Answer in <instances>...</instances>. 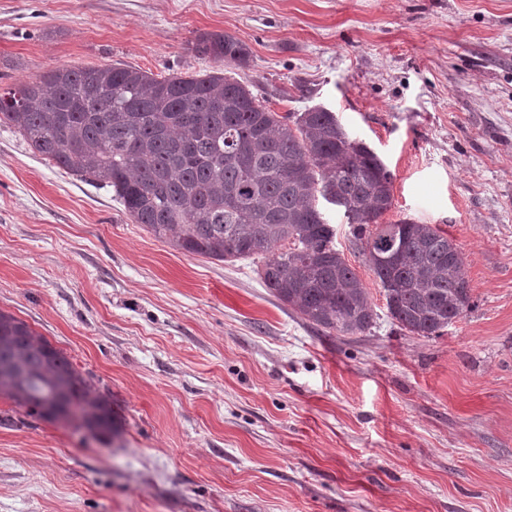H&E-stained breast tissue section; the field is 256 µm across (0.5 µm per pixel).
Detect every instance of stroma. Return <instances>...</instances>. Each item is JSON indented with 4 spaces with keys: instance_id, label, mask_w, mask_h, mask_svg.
Returning a JSON list of instances; mask_svg holds the SVG:
<instances>
[{
    "instance_id": "obj_1",
    "label": "stroma",
    "mask_w": 512,
    "mask_h": 512,
    "mask_svg": "<svg viewBox=\"0 0 512 512\" xmlns=\"http://www.w3.org/2000/svg\"><path fill=\"white\" fill-rule=\"evenodd\" d=\"M201 31L247 62L198 57ZM115 63L335 112L393 176L382 223L445 230L474 305L440 335L399 330L330 207L376 319L324 334L262 258L176 250L1 124L0 309L110 394L123 430L0 397V512H512V0H0V89Z\"/></svg>"
}]
</instances>
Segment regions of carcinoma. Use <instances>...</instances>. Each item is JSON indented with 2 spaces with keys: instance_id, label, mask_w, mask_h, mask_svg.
<instances>
[{
  "instance_id": "cac0c4a2",
  "label": "carcinoma",
  "mask_w": 512,
  "mask_h": 512,
  "mask_svg": "<svg viewBox=\"0 0 512 512\" xmlns=\"http://www.w3.org/2000/svg\"><path fill=\"white\" fill-rule=\"evenodd\" d=\"M194 50L242 65L249 50L219 32ZM0 122L57 167L110 187L157 238L221 261L265 256L258 274L277 299L331 335L371 329L367 288L334 244L323 200L351 224L400 330L430 338L472 307L459 248L436 224H381L392 175L336 114L281 115L218 73L157 78L131 66L54 67L0 94ZM52 421L62 406L100 435L120 434L112 397L67 354L0 310V397Z\"/></svg>"
}]
</instances>
